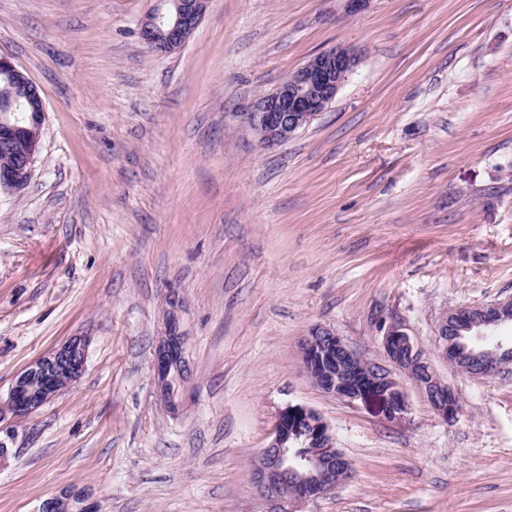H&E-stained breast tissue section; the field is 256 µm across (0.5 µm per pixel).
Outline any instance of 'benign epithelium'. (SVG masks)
<instances>
[{
    "mask_svg": "<svg viewBox=\"0 0 512 512\" xmlns=\"http://www.w3.org/2000/svg\"><path fill=\"white\" fill-rule=\"evenodd\" d=\"M160 7L140 23L143 41L156 53L179 50L200 24L209 0H158ZM358 64V54L350 47H336L318 53L293 71L271 92L255 98L239 124L262 146L287 141L306 130L333 101ZM40 107L16 121L0 122V154L10 158L0 164V194L21 190L29 181L39 144L27 154L13 153L17 141L32 128L42 127L45 102L33 89ZM164 328L153 357L156 395L175 412L178 403L169 393L174 357L184 351L185 336L171 321L178 318V297L170 295ZM508 302L465 306L451 310L448 322L440 323L437 336L441 356L475 376H493L512 361L503 342L491 346L475 361L458 353L457 339L486 336L506 324ZM384 360H370L333 329L316 325L300 342L302 363L313 384L323 393L349 402L375 400L384 419L404 420L410 411L407 387L414 388L443 419L452 418L456 397L434 367L426 381L413 374L414 363L423 362L425 351L407 329L391 324L382 338ZM87 340L73 336L46 355L30 363L16 375L6 392H0V468L8 465L19 438L22 419L36 413L82 375ZM307 449L302 455L290 453L293 445ZM351 465L335 448L329 425L314 410L287 405L279 411L270 440L257 454L250 482L260 498L272 505L270 512H302L301 506L335 490L349 475ZM38 512H89L79 494L65 492L42 502Z\"/></svg>",
    "mask_w": 512,
    "mask_h": 512,
    "instance_id": "1",
    "label": "benign epithelium"
}]
</instances>
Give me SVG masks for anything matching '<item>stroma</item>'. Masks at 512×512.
Listing matches in <instances>:
<instances>
[{
	"mask_svg": "<svg viewBox=\"0 0 512 512\" xmlns=\"http://www.w3.org/2000/svg\"><path fill=\"white\" fill-rule=\"evenodd\" d=\"M156 0H0V55L46 106L28 184L0 197V389L73 336L80 380L22 424L0 512L80 491L97 512H267L249 482L289 404L329 424L352 477L302 512H512V371L439 354L448 309L512 298V0H210L178 51ZM338 46L359 63L308 129L259 147L260 93ZM178 291L190 374L157 398ZM401 323L454 391L402 422L309 380L298 343L369 359ZM160 7L147 14L140 23V35L153 52L169 54L179 50L200 24L209 0H158ZM176 3L173 23L166 20L167 3ZM161 36L162 40L156 39ZM167 304L166 321L154 350L153 382L156 395L160 401L170 411L176 412L178 410V403L175 400V391L173 390L169 395L168 387L169 385L172 386L171 372L175 366V355L182 352V357H184L185 336H183L182 331L178 327L174 329L171 326L173 319L178 320V297L175 294L170 295Z\"/></svg>",
	"mask_w": 512,
	"mask_h": 512,
	"instance_id": "stroma-1",
	"label": "stroma"
}]
</instances>
